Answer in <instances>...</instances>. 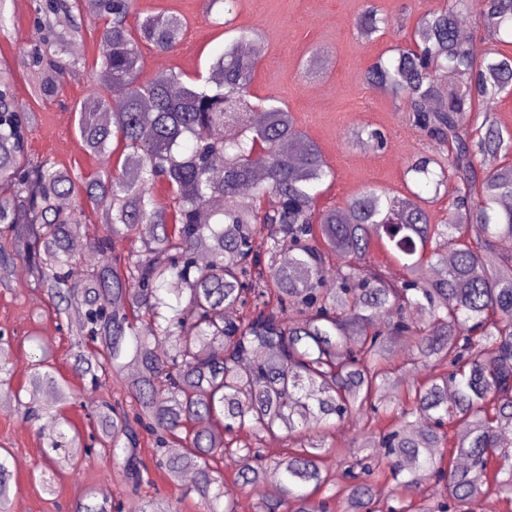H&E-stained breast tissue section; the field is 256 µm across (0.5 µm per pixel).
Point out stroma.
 Returning <instances> with one entry per match:
<instances>
[{
  "label": "stroma",
  "instance_id": "obj_1",
  "mask_svg": "<svg viewBox=\"0 0 512 512\" xmlns=\"http://www.w3.org/2000/svg\"><path fill=\"white\" fill-rule=\"evenodd\" d=\"M374 4L387 17L386 33L373 40L362 39L357 21L366 4ZM444 0H239L234 24L256 31L264 52L257 65L252 92L262 98L279 97L293 114L297 126L323 152L335 173L325 183L320 207H342L364 187L378 185L404 192V166L409 157L424 153L432 140L406 118L398 101L369 88L363 82L366 69L394 44H409L420 14L443 5ZM148 13H174L184 18L186 29L178 49L169 54L146 52L145 72L182 71L186 79L207 72L213 56L229 39L218 10L209 0H139ZM320 52L317 70L307 71L304 62L311 52ZM90 79L80 73L67 80L51 101L34 99L31 78L25 70L15 72V91L20 103L35 113L30 148L43 156L92 173L96 159L83 154L77 143L74 103L89 91ZM384 132V147L365 146L356 133L363 128ZM0 334L10 342L11 381L0 386V397L13 398L27 386L32 362L38 358L39 342H48L52 361L67 380L76 404L60 406L64 431L93 429L90 411L111 397L113 383L95 387L74 366L73 338L64 320L55 313L48 297L30 287L23 274L9 286L0 285ZM43 420L23 421L19 410L0 413V448L11 454V512H72L76 501L92 496L103 501L102 488L114 483L112 499L127 498L129 490L121 477L122 465L105 453L87 448L64 447L51 451ZM77 456L78 469L63 466L64 456ZM46 472L54 486L45 492L33 479Z\"/></svg>",
  "mask_w": 512,
  "mask_h": 512
}]
</instances>
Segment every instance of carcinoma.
Here are the masks:
<instances>
[{
  "label": "carcinoma",
  "mask_w": 512,
  "mask_h": 512,
  "mask_svg": "<svg viewBox=\"0 0 512 512\" xmlns=\"http://www.w3.org/2000/svg\"><path fill=\"white\" fill-rule=\"evenodd\" d=\"M472 8L488 40L512 33V0H449L421 14L412 44L391 47L364 74L434 141L406 162L418 190L366 187L344 207L320 208L321 186L335 177L321 149L279 98L250 102L263 52L255 33L238 30L201 85L174 69L143 80L144 50H176L181 17L145 15L138 0H33L40 39L17 64L35 98L57 97L67 75L88 67L64 58L70 43L94 35L109 47L93 67L110 82L75 107L78 146L102 167L85 176L31 156L32 110L0 60V270H22L57 315H78L72 333L91 346L75 367L126 392L93 419L130 491L152 482L140 457L146 433L157 471L172 481L193 473L199 512H236L218 469L226 455L239 458L235 484L258 494L259 512H321L306 488L328 483L323 452L353 419L369 442L347 465L342 512H462L479 495L488 512H512V444L503 441L512 434V253L496 247L512 239V132L476 116L482 101L512 92V58L477 57L462 43L460 17ZM87 16L101 27L86 29ZM387 27L369 6L358 34L371 40ZM448 73L457 83L440 85ZM487 156L500 163L485 167ZM450 182L441 223L419 187L437 196ZM64 198L73 205L61 207ZM89 212L100 224L91 234ZM116 236L127 252H114ZM377 248L403 278L387 276ZM88 251L99 260L76 281ZM433 263L442 274L423 278ZM226 307L241 317L226 319ZM386 310L395 321L382 329ZM394 343L411 367L389 361ZM41 350L28 419L50 414L42 391L69 400ZM281 432L298 436L297 447L271 461L260 441ZM270 468L279 487L263 491ZM427 483L432 497L415 498ZM377 484L388 485L382 498Z\"/></svg>",
  "instance_id": "cac0c4a2"
}]
</instances>
